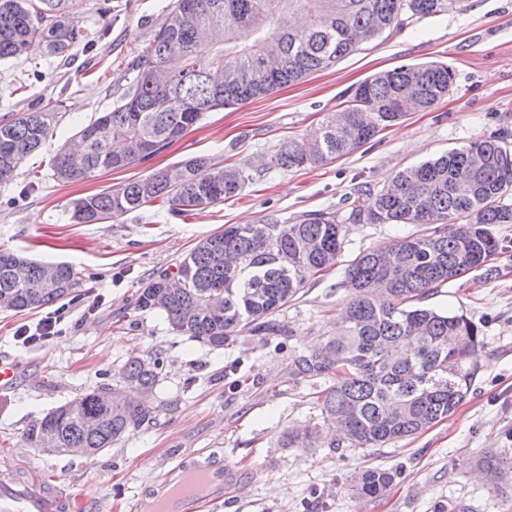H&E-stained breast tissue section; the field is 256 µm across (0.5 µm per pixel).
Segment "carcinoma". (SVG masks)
Returning a JSON list of instances; mask_svg holds the SVG:
<instances>
[{"instance_id": "1", "label": "carcinoma", "mask_w": 512, "mask_h": 512, "mask_svg": "<svg viewBox=\"0 0 512 512\" xmlns=\"http://www.w3.org/2000/svg\"><path fill=\"white\" fill-rule=\"evenodd\" d=\"M78 0H0V60L41 53L66 56L84 41L74 14ZM456 0H176L145 53L127 68L128 83L109 112L77 132L79 149L60 148L53 177L70 184L143 163L167 149L207 112L233 108L297 83L406 21L441 15ZM176 62L167 81L152 80L160 63ZM451 67L403 64L371 75L342 95L314 142L290 138L267 155L263 170L290 171L331 163L372 141L406 116L448 95ZM56 113L33 108L0 121V183L48 139ZM253 182L230 166L193 157L120 188L72 201L76 224H98L160 202L181 216L238 196ZM512 151L478 139L398 172L379 190L359 189L350 208L314 211L297 220L230 224L199 241L178 266L183 287H164L168 274L139 289L136 308L165 316L172 329L222 348L241 333L283 335L277 313L307 282L334 268L345 224H427L349 261L342 286L351 298L336 335L288 361V375L322 379L317 405L323 424L342 430L330 444L381 448L448 418L480 369L481 329L465 314L423 305L438 288L478 268L492 270L501 251L495 224H512ZM78 286L67 263H46L0 250V303L21 312L52 305ZM160 358H129L118 371L129 390L107 407L84 393L30 425L36 448H84L94 456L131 428L164 411L140 394L154 391ZM94 418L97 426L86 427ZM393 481L378 467L350 486L358 500L382 498Z\"/></svg>"}]
</instances>
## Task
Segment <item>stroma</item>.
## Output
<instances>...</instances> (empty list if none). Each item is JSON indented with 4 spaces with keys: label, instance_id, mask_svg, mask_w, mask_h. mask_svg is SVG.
Wrapping results in <instances>:
<instances>
[{
    "label": "stroma",
    "instance_id": "35a3bbf8",
    "mask_svg": "<svg viewBox=\"0 0 512 512\" xmlns=\"http://www.w3.org/2000/svg\"><path fill=\"white\" fill-rule=\"evenodd\" d=\"M175 0H79L75 18L85 41L69 60L55 56L0 61V119L34 106L55 111L52 136L26 158L14 179L0 184V249L45 262H67L80 276L62 305L60 331L47 343L23 346L18 330L45 309L0 310V357L19 362L13 386L0 390V458L56 477L59 487L91 500L94 512H135L142 488L162 483L184 459L224 451L239 480L223 512H512V470L496 475L485 460L512 458V224L493 232L501 242L497 270H475L426 301L462 312L482 330L480 370L457 410L414 437L382 448L289 447L286 434L320 420V382L289 377L294 352L335 334L350 298L344 263L359 252L410 234L418 224H351L343 261L310 280L277 315L283 336L245 334L214 349L173 331L158 312L135 302L147 279L176 272L203 238L229 224L268 216L343 210L358 186L379 190L401 169L493 138L512 149V0H464L441 15L362 43L324 71L252 100L206 113L164 152L146 163L64 184L51 159L76 132L111 108L128 64L152 40ZM448 63L455 83L428 111H411L371 143L336 161L299 170L269 171L241 195L174 216L148 206L116 221L74 223L73 198L119 188L126 181L194 156L254 173L263 157L290 139H313L341 93L374 73L402 64ZM163 363L158 386L168 410L128 430L92 456L48 454L25 439L52 408L103 384L134 355ZM368 467L394 481L379 501H355L347 486Z\"/></svg>",
    "mask_w": 512,
    "mask_h": 512
}]
</instances>
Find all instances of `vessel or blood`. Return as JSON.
Wrapping results in <instances>:
<instances>
[{"label": "vessel or blood", "instance_id": "1", "mask_svg": "<svg viewBox=\"0 0 512 512\" xmlns=\"http://www.w3.org/2000/svg\"><path fill=\"white\" fill-rule=\"evenodd\" d=\"M230 471L220 454L207 462L180 463L177 476L156 489L144 490L141 500L149 512H219L224 480ZM87 503L63 494L46 478L24 479L11 472L0 474V512H86Z\"/></svg>", "mask_w": 512, "mask_h": 512}]
</instances>
